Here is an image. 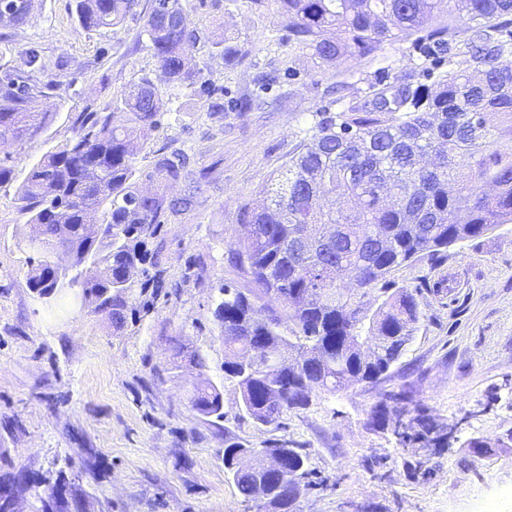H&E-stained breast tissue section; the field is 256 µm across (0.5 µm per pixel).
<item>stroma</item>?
<instances>
[{"label": "stroma", "instance_id": "stroma-1", "mask_svg": "<svg viewBox=\"0 0 512 512\" xmlns=\"http://www.w3.org/2000/svg\"><path fill=\"white\" fill-rule=\"evenodd\" d=\"M72 8L73 0H36L26 24L0 26V73L35 49L40 78L59 84L45 104L55 115L49 128L0 144L15 170L0 184V476L66 471L95 512H255L224 471V441L264 448L284 439L307 456L311 486L296 512H512V223L396 268L393 287L422 289V317L403 356L378 383L315 392L282 429L243 416L212 316L220 284L248 285L228 262L239 247L238 210L303 145L317 113L335 112L337 96L362 98L380 77L414 71L434 85L441 68L419 64L409 41L319 68L292 52L277 5L189 0V22L204 39L194 61L203 82L223 87L224 112L214 116L205 95L184 90L148 149L183 150L210 178L192 207L162 226L167 296L116 330L80 292L47 305L28 285L20 181L74 136L76 114L109 111L140 77L160 76L142 16L88 32ZM220 39L242 54L224 58ZM242 97L257 107L234 111ZM198 256L202 279L184 281ZM175 336L205 356V368L175 360ZM205 381L223 393L217 424L190 402ZM390 393L458 423L450 446L420 459L374 426L371 410Z\"/></svg>", "mask_w": 512, "mask_h": 512}]
</instances>
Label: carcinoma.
I'll use <instances>...</instances> for the list:
<instances>
[{
	"mask_svg": "<svg viewBox=\"0 0 512 512\" xmlns=\"http://www.w3.org/2000/svg\"><path fill=\"white\" fill-rule=\"evenodd\" d=\"M288 15V43L321 66L369 56L386 43L414 39L420 57L448 65L430 87L416 74L369 84L362 99L344 103L312 128L310 142L262 189L261 203L239 209L241 249L230 264L249 278L244 292L222 283L213 316L222 324L224 378L236 381L240 411L281 428L283 416L304 409L317 390L376 383L399 360L420 320L421 290L389 288V276L422 254L487 234L512 222V0H249L269 2ZM34 0H0V25L25 24ZM149 6L148 36L167 91L141 77L108 112L74 117L76 135L43 154L17 191L19 211L32 229L29 287L51 301L79 288L98 301L96 312L121 329L162 292L164 219L192 205V194L169 195L188 182L199 189L208 172L193 173L187 157L159 152L146 167L138 156L170 97L194 88L192 64L200 41L190 27L186 0ZM140 0H75L84 31L117 28ZM39 53L0 78V140L28 141L54 119L43 109L53 89L38 73ZM154 188L140 190V182ZM333 195L336 207L322 199ZM319 242L302 256L296 239ZM70 255L74 270L60 273L54 256ZM350 283L348 292L340 282ZM379 292L377 307L364 298ZM266 300L268 317L253 315L251 298ZM296 326L284 336L279 324ZM252 336H266L270 352L252 373L240 363ZM193 408L224 419L220 388H196ZM372 421L393 428L414 448L448 444L446 426L411 410L393 395L380 400ZM245 443L225 440L224 469L247 501H257L254 475L235 469ZM288 452L296 477L266 488V512H293L309 489L306 455L279 440L267 448Z\"/></svg>",
	"mask_w": 512,
	"mask_h": 512,
	"instance_id": "1",
	"label": "carcinoma"
}]
</instances>
